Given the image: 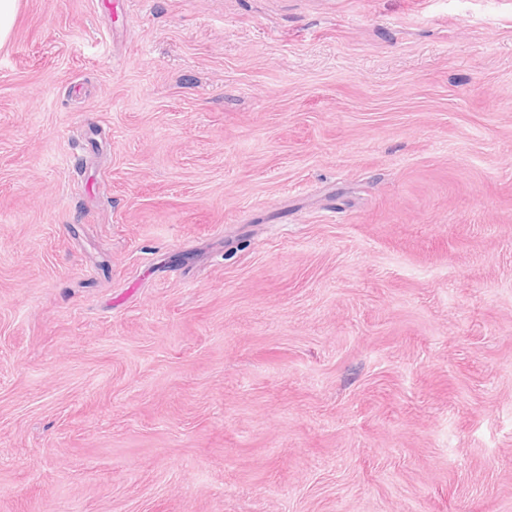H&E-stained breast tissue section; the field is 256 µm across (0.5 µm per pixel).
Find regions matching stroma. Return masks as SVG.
<instances>
[{"instance_id":"1","label":"stroma","mask_w":512,"mask_h":512,"mask_svg":"<svg viewBox=\"0 0 512 512\" xmlns=\"http://www.w3.org/2000/svg\"><path fill=\"white\" fill-rule=\"evenodd\" d=\"M0 512H512V0H19Z\"/></svg>"}]
</instances>
